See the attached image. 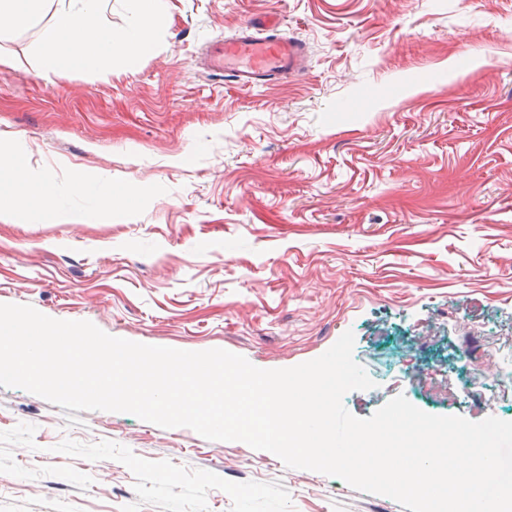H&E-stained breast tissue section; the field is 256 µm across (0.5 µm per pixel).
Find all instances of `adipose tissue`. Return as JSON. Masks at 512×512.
Returning a JSON list of instances; mask_svg holds the SVG:
<instances>
[{
    "instance_id": "obj_1",
    "label": "adipose tissue",
    "mask_w": 512,
    "mask_h": 512,
    "mask_svg": "<svg viewBox=\"0 0 512 512\" xmlns=\"http://www.w3.org/2000/svg\"><path fill=\"white\" fill-rule=\"evenodd\" d=\"M50 0H0V64L23 65V58L4 46L8 33L26 27ZM127 25L112 29L105 22L112 0H59L54 22L39 52L38 73L51 79L61 71L94 72L112 60L133 63L154 51L162 24L160 0H124ZM57 187L33 180L20 157L0 159V215L34 213L55 220L52 200Z\"/></svg>"
}]
</instances>
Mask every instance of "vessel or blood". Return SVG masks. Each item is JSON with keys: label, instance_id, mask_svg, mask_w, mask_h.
Segmentation results:
<instances>
[{"label": "vessel or blood", "instance_id": "obj_1", "mask_svg": "<svg viewBox=\"0 0 512 512\" xmlns=\"http://www.w3.org/2000/svg\"><path fill=\"white\" fill-rule=\"evenodd\" d=\"M276 27L268 15L245 22L235 36L208 52L206 65L211 74L229 77L246 89L300 75L306 68L305 45L276 35Z\"/></svg>", "mask_w": 512, "mask_h": 512}]
</instances>
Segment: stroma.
Wrapping results in <instances>:
<instances>
[{"label":"stroma","mask_w":512,"mask_h":512,"mask_svg":"<svg viewBox=\"0 0 512 512\" xmlns=\"http://www.w3.org/2000/svg\"><path fill=\"white\" fill-rule=\"evenodd\" d=\"M162 11L131 67L48 83L0 64V150L58 187L56 222L0 220V303L261 369L350 330L375 383L345 394L353 415L401 394L512 421L487 369L512 347V0ZM265 12L307 45L304 73L253 90L204 74L205 48ZM113 186L136 198L111 216ZM397 354L421 385L397 380ZM0 512L408 510L241 441L0 387Z\"/></svg>","instance_id":"obj_1"}]
</instances>
